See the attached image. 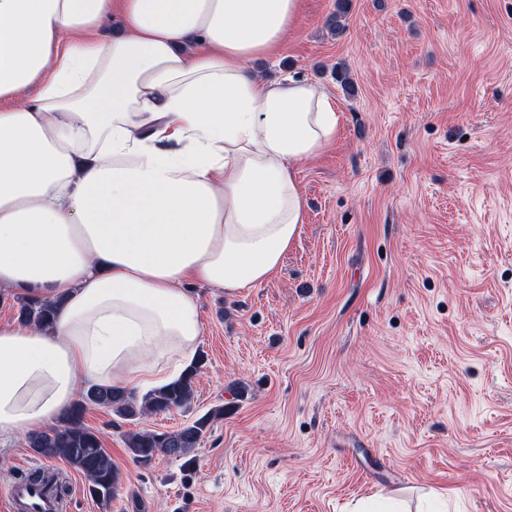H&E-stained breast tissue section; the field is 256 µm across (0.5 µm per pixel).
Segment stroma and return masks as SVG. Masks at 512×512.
<instances>
[{"label": "stroma", "instance_id": "stroma-1", "mask_svg": "<svg viewBox=\"0 0 512 512\" xmlns=\"http://www.w3.org/2000/svg\"><path fill=\"white\" fill-rule=\"evenodd\" d=\"M335 11L300 0L256 63L322 84L340 124L298 168L306 222L280 270L234 292L191 284L205 363L190 408L131 423L87 410L120 474L106 507L62 459L1 443L0 512L48 462L69 512H348L399 489L512 512V0H347L337 36ZM229 402L191 465L128 454L126 431Z\"/></svg>", "mask_w": 512, "mask_h": 512}]
</instances>
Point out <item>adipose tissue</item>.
I'll list each match as a JSON object with an SVG mask.
<instances>
[{
  "mask_svg": "<svg viewBox=\"0 0 512 512\" xmlns=\"http://www.w3.org/2000/svg\"><path fill=\"white\" fill-rule=\"evenodd\" d=\"M297 19L298 0H0V291L58 303L52 328L0 326V443L83 387L177 380L202 335L188 282L277 272L298 168L339 124L321 85L253 66Z\"/></svg>",
  "mask_w": 512,
  "mask_h": 512,
  "instance_id": "1",
  "label": "adipose tissue"
}]
</instances>
